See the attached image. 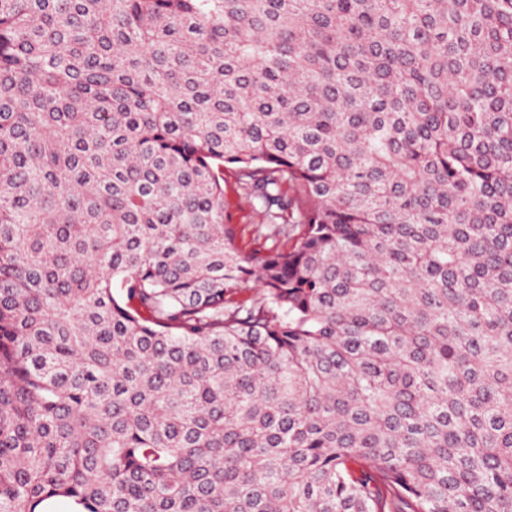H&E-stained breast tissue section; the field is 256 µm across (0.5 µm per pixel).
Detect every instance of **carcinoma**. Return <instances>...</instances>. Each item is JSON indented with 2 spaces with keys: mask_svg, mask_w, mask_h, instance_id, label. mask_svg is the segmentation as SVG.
Wrapping results in <instances>:
<instances>
[{
  "mask_svg": "<svg viewBox=\"0 0 512 512\" xmlns=\"http://www.w3.org/2000/svg\"><path fill=\"white\" fill-rule=\"evenodd\" d=\"M51 498L512 512V0H0V512ZM224 208L232 216V224H236L237 242L240 247L250 250L260 245L271 247L273 245L288 249L293 245L299 234L296 227L288 236L278 238H265L260 233H265V224L261 225V217L254 211L244 199L239 189L234 170H224Z\"/></svg>",
  "mask_w": 512,
  "mask_h": 512,
  "instance_id": "carcinoma-1",
  "label": "carcinoma"
}]
</instances>
